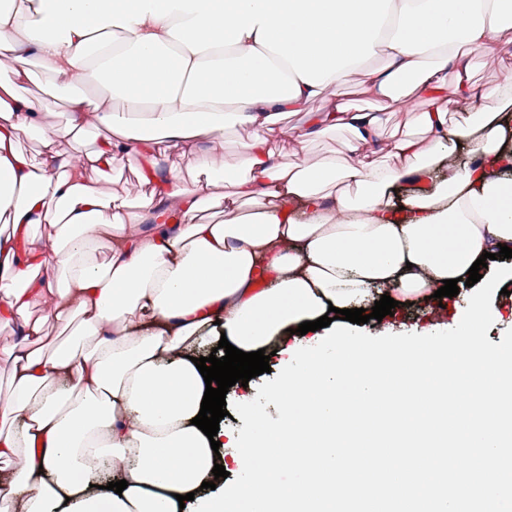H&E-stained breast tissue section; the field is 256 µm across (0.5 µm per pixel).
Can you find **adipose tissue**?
I'll return each mask as SVG.
<instances>
[{"label": "adipose tissue", "instance_id": "ef3b65f1", "mask_svg": "<svg viewBox=\"0 0 512 512\" xmlns=\"http://www.w3.org/2000/svg\"><path fill=\"white\" fill-rule=\"evenodd\" d=\"M511 48L512 0H28L26 10H0V220L24 237L0 240V312L20 338L5 354L13 390L0 414L22 423L0 432V462L12 467L0 512H245L259 493L287 512L282 477L300 460H256L283 421L242 400L253 428L227 434L216 451L191 423L206 388L192 357L223 337L276 353L282 374L268 398L292 407L313 378L357 364L376 373L431 357L511 372V348L481 343L484 322L499 315L484 291L445 334L293 333L329 307H364L376 291L421 302L466 277L482 253L512 248V181L498 176L512 167V76L489 89L470 82L472 52ZM373 57L384 66L364 67ZM33 59L104 88L93 101L67 95L66 127L42 131L41 168L16 145L43 111L21 92ZM353 78L388 104L416 94L428 108L407 113L408 134L387 142L381 113L341 100L303 127L282 126L285 113ZM118 97L127 111H115ZM464 101L472 109L461 111ZM89 125L112 136L86 151ZM228 127L248 133L244 163L198 149ZM337 128L351 134L342 150L313 164L280 161L281 140L301 151ZM164 142L184 146L196 177L183 189L145 174V233L122 193L103 195L87 173ZM461 146L471 163L433 180ZM212 203L223 221L199 222ZM36 224L38 237L28 233ZM40 302L78 322L84 346L48 356L30 348L42 325L27 313ZM106 457L123 469L122 493L98 486ZM218 462L236 481L198 495Z\"/></svg>", "mask_w": 512, "mask_h": 512}]
</instances>
